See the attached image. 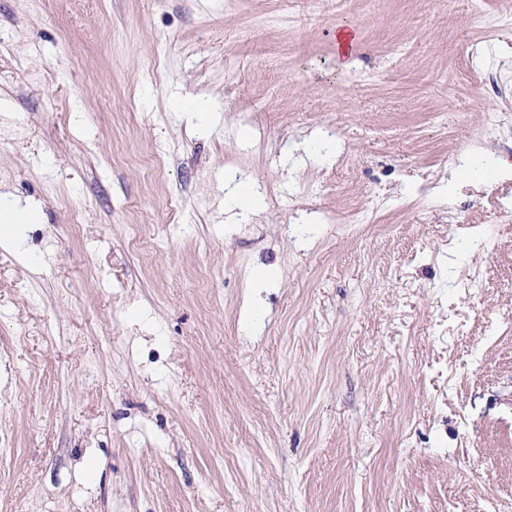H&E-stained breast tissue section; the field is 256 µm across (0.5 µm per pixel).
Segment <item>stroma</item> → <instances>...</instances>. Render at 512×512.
Wrapping results in <instances>:
<instances>
[{
  "instance_id": "stroma-1",
  "label": "stroma",
  "mask_w": 512,
  "mask_h": 512,
  "mask_svg": "<svg viewBox=\"0 0 512 512\" xmlns=\"http://www.w3.org/2000/svg\"><path fill=\"white\" fill-rule=\"evenodd\" d=\"M505 76L512 0H0V512H512Z\"/></svg>"
}]
</instances>
